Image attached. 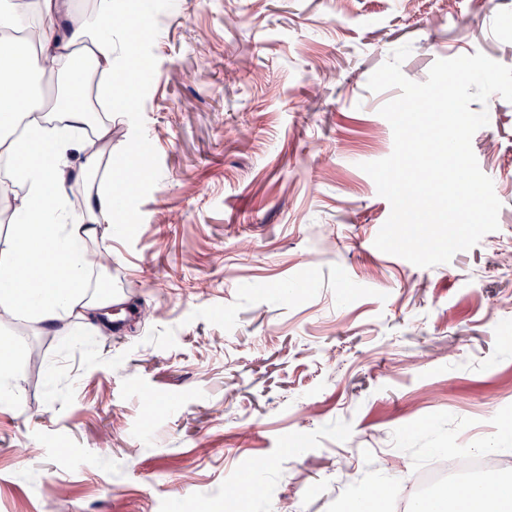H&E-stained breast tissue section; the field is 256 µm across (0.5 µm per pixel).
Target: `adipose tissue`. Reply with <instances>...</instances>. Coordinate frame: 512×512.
<instances>
[{
	"mask_svg": "<svg viewBox=\"0 0 512 512\" xmlns=\"http://www.w3.org/2000/svg\"><path fill=\"white\" fill-rule=\"evenodd\" d=\"M122 19L112 0L89 9L76 0H0V87L22 95L26 106L0 111V159L12 161L13 196L0 197L11 213L17 251L27 254L21 276L0 287V311L36 323L73 318L94 324L112 305L111 293L90 291L86 256L101 224H113L122 202L111 182L122 170L112 155V120H91L83 89L62 85L76 59L88 60L112 93L117 77L113 32ZM83 157L88 190L74 208L65 188L68 148ZM428 512H512V497L473 482L456 487Z\"/></svg>",
	"mask_w": 512,
	"mask_h": 512,
	"instance_id": "ef3b65f1",
	"label": "adipose tissue"
}]
</instances>
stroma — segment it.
Listing matches in <instances>:
<instances>
[{
    "instance_id": "obj_1",
    "label": "stroma",
    "mask_w": 512,
    "mask_h": 512,
    "mask_svg": "<svg viewBox=\"0 0 512 512\" xmlns=\"http://www.w3.org/2000/svg\"><path fill=\"white\" fill-rule=\"evenodd\" d=\"M169 3L131 59L152 65L139 111L112 105L139 221L99 232L112 269L88 279L126 289L121 333L0 319V512H226L259 456L268 493L234 512L406 498L433 456L476 448L512 476V102L470 105L499 228L447 263L375 247L391 206L362 169L391 154L399 95L370 75L405 44L415 82L478 51L512 67V0ZM147 392L169 408L145 415Z\"/></svg>"
}]
</instances>
